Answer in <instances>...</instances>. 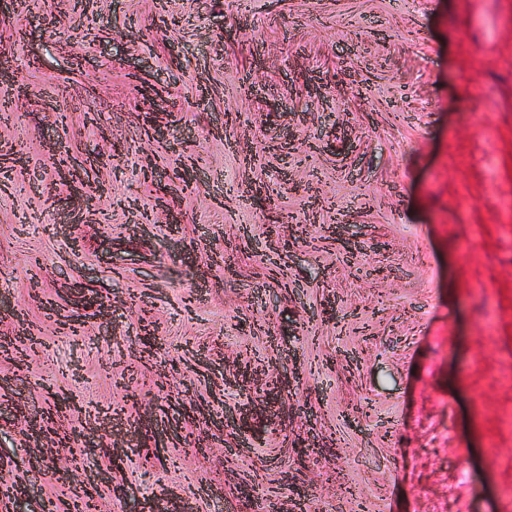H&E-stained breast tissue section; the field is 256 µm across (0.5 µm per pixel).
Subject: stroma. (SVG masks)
Listing matches in <instances>:
<instances>
[{
	"label": "stroma",
	"mask_w": 512,
	"mask_h": 512,
	"mask_svg": "<svg viewBox=\"0 0 512 512\" xmlns=\"http://www.w3.org/2000/svg\"><path fill=\"white\" fill-rule=\"evenodd\" d=\"M74 2L0 9V512H512V0Z\"/></svg>",
	"instance_id": "1"
}]
</instances>
